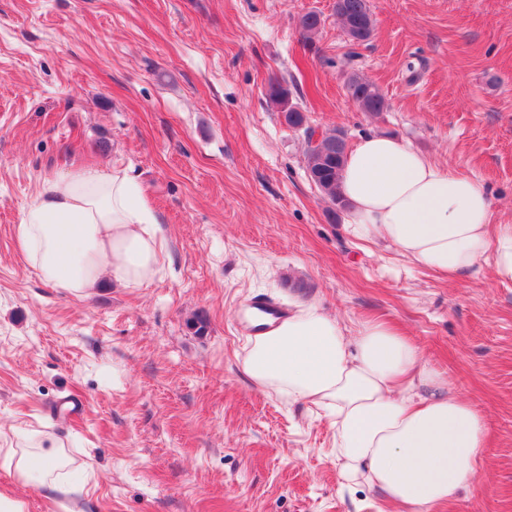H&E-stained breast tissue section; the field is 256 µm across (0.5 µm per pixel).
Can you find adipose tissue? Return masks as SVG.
I'll return each instance as SVG.
<instances>
[{"mask_svg": "<svg viewBox=\"0 0 512 512\" xmlns=\"http://www.w3.org/2000/svg\"><path fill=\"white\" fill-rule=\"evenodd\" d=\"M341 192L352 239L386 244L451 279L486 264L498 282L512 284V224L494 223L479 181L374 133L347 151ZM15 237L44 283L76 296L112 281L148 286L169 256L145 187L117 167L45 174L20 211ZM242 368L260 389L325 414L346 485L366 482L409 512L453 500L480 462L485 416L424 367L416 346L387 320H365L351 338L318 304H299L247 339ZM419 386L425 394H416ZM65 459L62 443L32 428L0 454V468L55 490Z\"/></svg>", "mask_w": 512, "mask_h": 512, "instance_id": "ef3b65f1", "label": "adipose tissue"}]
</instances>
